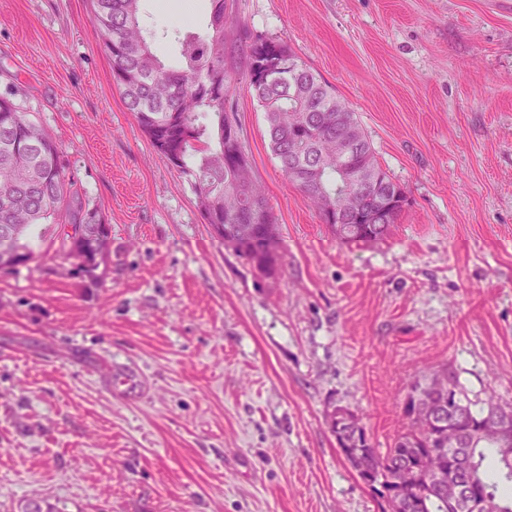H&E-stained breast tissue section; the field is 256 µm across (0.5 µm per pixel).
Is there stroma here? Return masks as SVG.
Instances as JSON below:
<instances>
[{
    "instance_id": "35a3bbf8",
    "label": "stroma",
    "mask_w": 512,
    "mask_h": 512,
    "mask_svg": "<svg viewBox=\"0 0 512 512\" xmlns=\"http://www.w3.org/2000/svg\"><path fill=\"white\" fill-rule=\"evenodd\" d=\"M356 112L408 202L340 243L228 101L276 217V277L225 248L112 82L90 0H0V97L39 124L109 229L96 282L62 229L0 270V512H383L329 417L379 450L414 380L512 402V0H232ZM180 0H144L174 57ZM137 372L139 395L108 387Z\"/></svg>"
}]
</instances>
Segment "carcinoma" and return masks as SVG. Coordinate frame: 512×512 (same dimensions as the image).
I'll return each mask as SVG.
<instances>
[{
	"instance_id": "cac0c4a2",
	"label": "carcinoma",
	"mask_w": 512,
	"mask_h": 512,
	"mask_svg": "<svg viewBox=\"0 0 512 512\" xmlns=\"http://www.w3.org/2000/svg\"><path fill=\"white\" fill-rule=\"evenodd\" d=\"M206 28L173 29L178 54L172 61L158 54L145 26L142 0H91L90 21L103 34L112 78L126 108L165 161L175 153L182 173L193 177L198 206L207 224L224 226V246L245 256L264 276H275L281 241L262 186L242 145L239 126L226 102L237 80L235 55L245 48L248 90L266 114L269 146L284 177L317 209L320 217L348 199L355 187L336 169V144L349 139L357 149L347 159L348 174L374 185L379 198L402 195L384 224L332 223L343 243L383 239L396 223L407 195L377 162L356 113L335 90L307 68L288 47L256 34L232 16L229 0H210ZM277 59L282 68L263 80L253 72ZM22 224L16 247L32 255L29 240L44 224L71 227L67 256L86 258L78 273L97 279L108 228L96 209L88 208L66 179L56 143L13 103L0 98V235L5 225ZM404 431L381 453L368 441L358 417L332 425L339 448L358 477L386 504L385 512H482L489 501L495 512H512V454L492 435L478 434L490 417L512 427V407L488 400L475 410L454 374L444 371L416 380L404 401ZM463 438L458 448L448 436ZM465 469L457 474L468 491L462 504L419 481L410 488L398 473L422 475L446 469L457 457Z\"/></svg>"
}]
</instances>
